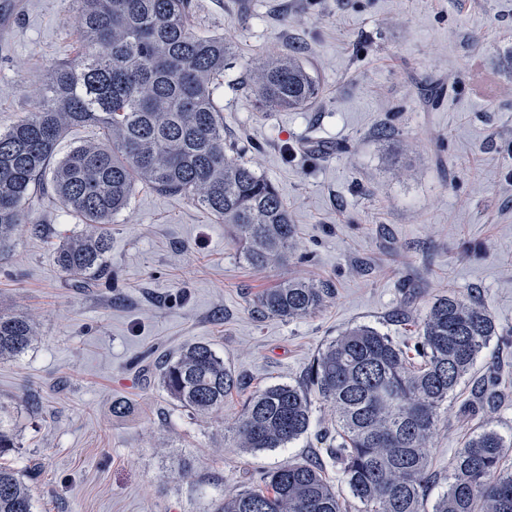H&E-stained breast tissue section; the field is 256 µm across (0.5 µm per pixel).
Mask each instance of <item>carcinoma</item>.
I'll use <instances>...</instances> for the list:
<instances>
[{"label": "carcinoma", "instance_id": "1", "mask_svg": "<svg viewBox=\"0 0 512 512\" xmlns=\"http://www.w3.org/2000/svg\"><path fill=\"white\" fill-rule=\"evenodd\" d=\"M82 32L81 49L50 65L34 110L0 132V253L28 220L26 203L40 191L88 226L59 244L60 269L87 283L111 277L106 226L142 184L183 195L229 229L242 259L265 269L288 260L295 228L276 187L224 140L215 96L232 59L230 46L190 28L191 0H68ZM262 111L301 109L319 86L300 59L282 54L248 85ZM93 125L101 139L54 156L65 132ZM332 294L329 284L286 279L257 299L267 317L302 318ZM477 300L450 291L430 306L417 365L390 337L359 325L331 340L311 360L301 383L274 384L247 398L236 425L246 452L284 448L307 432L310 394L336 415V446L326 449L342 472V500L323 467L296 460L264 474L262 488L244 487L214 512H426L433 479L428 444L448 398L496 335ZM37 329L0 306V360L16 358ZM167 395L209 415L241 383L208 344L193 343L160 369ZM18 447L17 417L0 404V457ZM512 437L493 427L475 431L455 449L453 468L432 512H512ZM27 474L0 463V512H33Z\"/></svg>", "mask_w": 512, "mask_h": 512}]
</instances>
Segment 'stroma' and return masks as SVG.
I'll return each instance as SVG.
<instances>
[{
	"instance_id": "35a3bbf8",
	"label": "stroma",
	"mask_w": 512,
	"mask_h": 512,
	"mask_svg": "<svg viewBox=\"0 0 512 512\" xmlns=\"http://www.w3.org/2000/svg\"><path fill=\"white\" fill-rule=\"evenodd\" d=\"M196 33L235 54L216 102L224 136L277 187L297 228L286 265L255 269L222 224L181 195L137 186L110 226L113 286L88 287L53 250L82 231L42 194L0 255V304L36 341L0 361V403L18 413L11 462L35 512H212L221 496L291 460L322 462L331 408L289 447L245 452L233 431L257 389L301 381L326 342L370 325L413 345L428 305L475 296L498 333L448 402L429 444L434 504L456 448L491 426L512 435V0H192ZM80 47L66 0H20L0 24V131L31 111L46 68ZM297 51L320 85L302 110H256L241 80ZM389 136H381V129ZM330 281L316 314L267 318L279 281ZM210 344L240 377L221 412L176 405L159 369ZM125 401V416L112 413Z\"/></svg>"
}]
</instances>
